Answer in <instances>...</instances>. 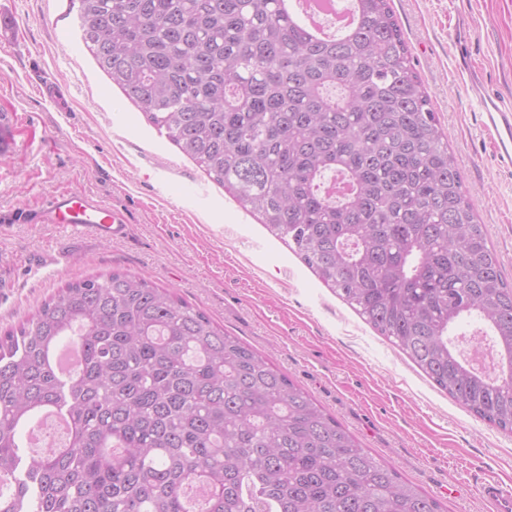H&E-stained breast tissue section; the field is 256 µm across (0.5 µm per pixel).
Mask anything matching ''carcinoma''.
<instances>
[{
	"label": "carcinoma",
	"instance_id": "carcinoma-1",
	"mask_svg": "<svg viewBox=\"0 0 512 512\" xmlns=\"http://www.w3.org/2000/svg\"><path fill=\"white\" fill-rule=\"evenodd\" d=\"M99 68L452 398L512 432V283L390 6L314 38L282 0H72ZM346 192L326 196V172ZM475 316L493 380L449 330ZM81 346L74 371L56 350ZM42 412L69 443L30 457ZM0 512H440L301 387L172 291L68 283L0 336Z\"/></svg>",
	"mask_w": 512,
	"mask_h": 512
}]
</instances>
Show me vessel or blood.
<instances>
[{"mask_svg":"<svg viewBox=\"0 0 512 512\" xmlns=\"http://www.w3.org/2000/svg\"><path fill=\"white\" fill-rule=\"evenodd\" d=\"M471 91L482 106V125L492 135L495 155L500 164L512 168V106H501L496 99L487 97L480 85ZM46 224H65L91 230L101 238H116L126 232L124 210L101 204L93 197L67 192L52 195L38 215ZM481 498L492 502L497 512H512V492L496 481H487L479 488Z\"/></svg>","mask_w":512,"mask_h":512,"instance_id":"vessel-or-blood-1","label":"vessel or blood"}]
</instances>
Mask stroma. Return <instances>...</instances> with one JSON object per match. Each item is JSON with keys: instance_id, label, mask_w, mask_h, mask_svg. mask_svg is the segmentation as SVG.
Instances as JSON below:
<instances>
[{"instance_id": "obj_1", "label": "stroma", "mask_w": 512, "mask_h": 512, "mask_svg": "<svg viewBox=\"0 0 512 512\" xmlns=\"http://www.w3.org/2000/svg\"><path fill=\"white\" fill-rule=\"evenodd\" d=\"M503 276L512 281V170L471 82L512 104V0H391ZM0 334L66 283L114 270L169 288L307 390L443 512H492L512 491V434L453 400L213 182L102 72L70 0H0ZM55 73L57 96L37 85ZM78 191L122 208L124 236L33 222ZM480 497L492 502L497 511L511 512L512 511V494L505 490L503 486L497 481H487L480 485Z\"/></svg>"}]
</instances>
